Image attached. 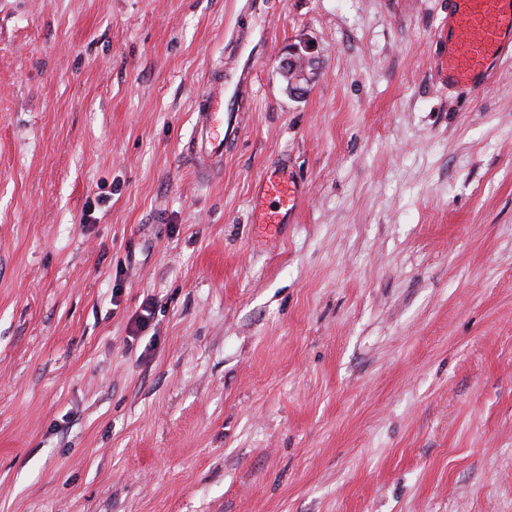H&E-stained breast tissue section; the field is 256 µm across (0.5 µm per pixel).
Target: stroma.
<instances>
[{"label":"stroma","instance_id":"obj_1","mask_svg":"<svg viewBox=\"0 0 512 512\" xmlns=\"http://www.w3.org/2000/svg\"><path fill=\"white\" fill-rule=\"evenodd\" d=\"M449 8L0 0V512H512V63L449 91ZM280 67L282 73L288 72L289 77L293 76L288 85V96L301 98L318 75L319 61L312 46L303 42L288 47ZM249 69L246 60L239 80L230 88H224V75L210 78L198 97L194 134L186 151L207 163L213 173L223 161L225 137L234 140L238 136L236 107L239 101L251 94ZM220 127H224L222 138Z\"/></svg>","mask_w":512,"mask_h":512}]
</instances>
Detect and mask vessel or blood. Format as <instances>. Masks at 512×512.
<instances>
[{"label": "vessel or blood", "mask_w": 512, "mask_h": 512, "mask_svg": "<svg viewBox=\"0 0 512 512\" xmlns=\"http://www.w3.org/2000/svg\"><path fill=\"white\" fill-rule=\"evenodd\" d=\"M448 24L437 31L444 51L437 68L443 84L477 90L491 79L496 66L512 57V0H451ZM251 93L248 73L232 87L223 76L208 80L198 97L194 134L186 150L217 169L225 139L239 133L236 107Z\"/></svg>", "instance_id": "b4317fda"}]
</instances>
